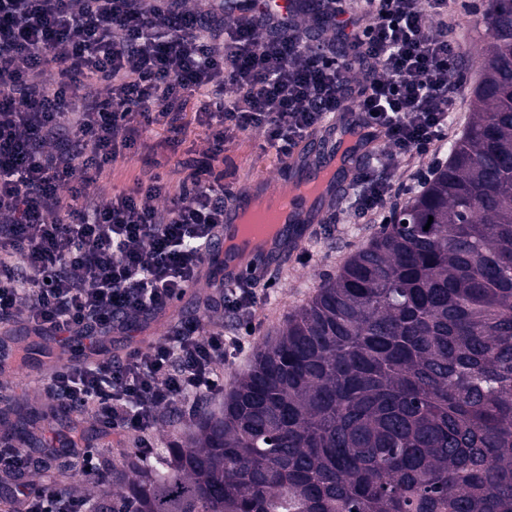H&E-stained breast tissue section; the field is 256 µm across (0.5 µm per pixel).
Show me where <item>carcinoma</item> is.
<instances>
[{"instance_id": "cac0c4a2", "label": "carcinoma", "mask_w": 512, "mask_h": 512, "mask_svg": "<svg viewBox=\"0 0 512 512\" xmlns=\"http://www.w3.org/2000/svg\"><path fill=\"white\" fill-rule=\"evenodd\" d=\"M448 161L258 346L217 413L75 486L109 512H512V0ZM35 409L5 432L31 445Z\"/></svg>"}]
</instances>
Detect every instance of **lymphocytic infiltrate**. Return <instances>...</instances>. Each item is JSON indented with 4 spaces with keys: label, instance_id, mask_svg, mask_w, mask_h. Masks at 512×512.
Instances as JSON below:
<instances>
[{
    "label": "lymphocytic infiltrate",
    "instance_id": "1",
    "mask_svg": "<svg viewBox=\"0 0 512 512\" xmlns=\"http://www.w3.org/2000/svg\"><path fill=\"white\" fill-rule=\"evenodd\" d=\"M292 12L228 21L224 0H0V324L99 341L163 313L195 277L224 221L216 167L234 133L255 131L280 158L337 112L380 128L387 163L362 164L347 197L384 214L413 185L400 165L448 134L460 96L448 0H296ZM195 110L208 144L171 181L158 167L101 195L92 184L141 138L177 137ZM271 282L247 278L202 299L236 321L226 335L179 321L156 343L81 369H57L52 402L88 408L97 436H148L162 414L224 390ZM42 451L101 473L74 429L43 430ZM26 453L0 448V489L15 512H100L101 501L36 484Z\"/></svg>",
    "mask_w": 512,
    "mask_h": 512
}]
</instances>
